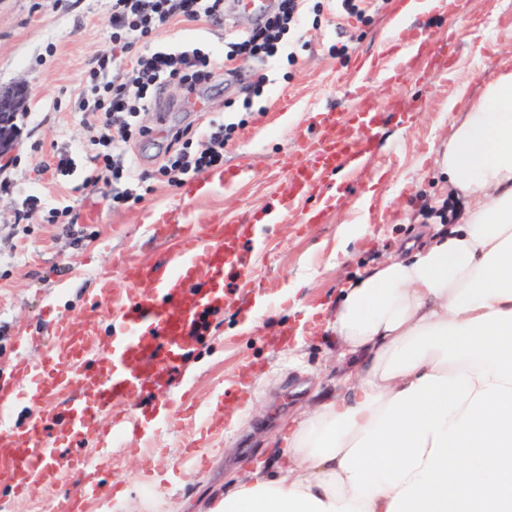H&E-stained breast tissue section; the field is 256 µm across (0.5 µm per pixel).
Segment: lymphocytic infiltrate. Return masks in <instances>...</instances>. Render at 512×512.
<instances>
[{"label": "lymphocytic infiltrate", "instance_id": "lymphocytic-infiltrate-1", "mask_svg": "<svg viewBox=\"0 0 512 512\" xmlns=\"http://www.w3.org/2000/svg\"><path fill=\"white\" fill-rule=\"evenodd\" d=\"M304 13L303 0H279L277 9L269 13L266 21L232 43L224 60L219 62L197 48L151 52L146 45L159 27L202 16L220 19L223 0H112V40L126 56L120 61L106 54L99 57L97 68L91 73V90L95 96L92 110L118 119L120 125L115 130L106 124L92 128L91 144L105 146L106 151L97 155V164L86 177V184L93 186L109 178L144 179V172L127 159L125 146L132 136L150 135V128L133 127L131 120L150 107L160 79L177 82L188 99L202 85L210 83L223 64L239 58L261 64L276 61L284 53L285 35L302 27ZM233 130L230 124L202 130L188 125L170 132L174 151L159 167V174L172 185L180 175L222 165L224 145Z\"/></svg>", "mask_w": 512, "mask_h": 512}]
</instances>
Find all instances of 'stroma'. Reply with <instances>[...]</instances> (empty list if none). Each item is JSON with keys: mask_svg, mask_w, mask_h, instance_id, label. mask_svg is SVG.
Here are the masks:
<instances>
[{"mask_svg": "<svg viewBox=\"0 0 512 512\" xmlns=\"http://www.w3.org/2000/svg\"><path fill=\"white\" fill-rule=\"evenodd\" d=\"M110 5L0 0V85L21 80L30 90L18 121L19 145L0 159V384L14 387V420L24 423L33 412L27 381L13 373L15 360L46 353L58 340L60 317L95 320L99 336H107L115 301L130 293L122 267L166 261L171 243L147 234L149 221L179 209L177 234L228 214L253 225L265 247L242 245L246 276L225 275L223 305L162 386L99 415L102 436L121 416L135 413L148 424L168 415L162 431L113 440L98 474L111 484V496L85 497L72 465L93 454L95 442H76L55 410L45 439L59 462L58 481L20 497L0 483V512H59L67 499L83 500L84 512H205L225 480L259 460L288 415L312 403L316 391L332 389L342 374L345 363L328 329L341 288L405 254L407 243L431 225L457 223L464 204L449 194L436 158L452 123L500 71L512 69V0H457L455 19L426 15L421 29L443 36L436 60L418 61L399 85L370 89L383 121L367 172L328 177L287 222L264 224L262 212L288 200L289 178L277 167L294 147V132L316 128L328 112L362 107L353 77L360 58L385 40L396 0L381 9L372 2L360 20L336 15L330 0H321L314 23L291 39V60L263 68L239 60L245 74L259 70L267 78L251 112H243L246 92L229 76L202 87V112L183 105L176 83H161L156 106L135 119L154 134L132 139L127 152L151 180L87 188L92 149L81 101L91 95V60L113 47ZM253 25L239 0H224L223 21L203 17L160 29L149 46L219 51ZM342 43L346 56L330 53ZM189 124L234 125L224 165L251 166L250 180L227 191L205 184L201 173L184 175L177 186L154 179L168 144L156 129ZM63 154L72 160L65 171L57 167ZM126 192L132 201L113 205V195ZM366 197L372 208L367 234L342 244ZM310 210L317 220L303 223ZM107 280L111 299L91 308L90 297Z\"/></svg>", "mask_w": 512, "mask_h": 512, "instance_id": "1", "label": "stroma"}]
</instances>
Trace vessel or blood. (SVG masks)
<instances>
[{
    "label": "vessel or blood",
    "mask_w": 512,
    "mask_h": 512,
    "mask_svg": "<svg viewBox=\"0 0 512 512\" xmlns=\"http://www.w3.org/2000/svg\"><path fill=\"white\" fill-rule=\"evenodd\" d=\"M428 44V39H414L401 24H393L367 76L382 85L397 83L403 63L422 56ZM379 117L375 106L339 112L328 116L315 136L301 138L298 150L281 161L292 190L276 221L285 222L324 175L366 167L370 150L364 137ZM252 231V225L228 216L207 232L180 239L163 265L126 266L125 275L139 292L115 310L121 335L103 340L93 324L58 319L61 343L44 357H22L13 366L17 376L32 379L31 400L44 403L80 383V395L65 405L64 413L73 437L93 433L99 412L147 390L197 335L202 315L223 302L224 275L237 271L239 247ZM7 397L0 387V446L8 450L0 480L24 494L51 484L58 464L43 439L45 416L37 412L27 425H15Z\"/></svg>",
    "instance_id": "obj_1"
}]
</instances>
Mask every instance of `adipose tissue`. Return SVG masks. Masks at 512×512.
Wrapping results in <instances>:
<instances>
[{
    "mask_svg": "<svg viewBox=\"0 0 512 512\" xmlns=\"http://www.w3.org/2000/svg\"><path fill=\"white\" fill-rule=\"evenodd\" d=\"M438 165L458 223L343 288L351 370L207 512H512V70Z\"/></svg>",
    "mask_w": 512,
    "mask_h": 512,
    "instance_id": "obj_1",
    "label": "adipose tissue"
}]
</instances>
